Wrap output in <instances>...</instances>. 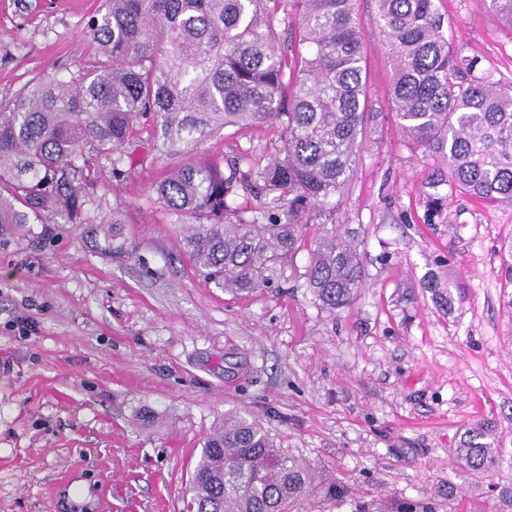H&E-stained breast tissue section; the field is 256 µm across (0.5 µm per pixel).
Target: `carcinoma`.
Instances as JSON below:
<instances>
[{"label":"carcinoma","instance_id":"1","mask_svg":"<svg viewBox=\"0 0 512 512\" xmlns=\"http://www.w3.org/2000/svg\"><path fill=\"white\" fill-rule=\"evenodd\" d=\"M103 0L87 22L94 59L65 76L46 73L0 102V229L84 224L104 252L123 249L120 217L97 222L100 160L120 173L134 123L150 114L156 149L187 154L227 128H282V147L224 168L194 158L154 184L185 222L182 242L205 279L230 293L270 283L297 250L303 224L323 234L306 269L323 306L348 305L362 285L358 245L336 211L361 162L374 118L357 0ZM393 57L389 94L397 124L432 159L435 213L456 194L512 207V84L490 74L465 84L435 0H376ZM298 29L301 53L276 42L278 11ZM263 198L242 210L237 187ZM458 463L476 475L512 471L498 428H467ZM313 469L287 456L245 412L224 414L206 437L183 512H294ZM495 512H512V478L497 483Z\"/></svg>","mask_w":512,"mask_h":512}]
</instances>
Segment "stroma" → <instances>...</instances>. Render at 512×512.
<instances>
[{
    "mask_svg": "<svg viewBox=\"0 0 512 512\" xmlns=\"http://www.w3.org/2000/svg\"><path fill=\"white\" fill-rule=\"evenodd\" d=\"M100 0H0V100L90 54ZM458 56L512 81V19L491 0H438ZM376 117L336 225L359 245L363 285L332 311L306 284L322 234L302 229L267 287L231 294L184 251L183 225L152 191L165 166L151 117L98 171L99 217L126 249L80 224L0 233V512H181L205 437L243 410L315 487L296 512H493L496 480L452 455L491 420L512 440V207L450 197L430 217L428 160L397 126L392 58L375 0H359ZM278 129L229 128L201 156L258 158ZM448 285L440 309L430 280ZM28 331H21V323ZM347 497L329 496L331 483Z\"/></svg>",
    "mask_w": 512,
    "mask_h": 512,
    "instance_id": "35a3bbf8",
    "label": "stroma"
}]
</instances>
